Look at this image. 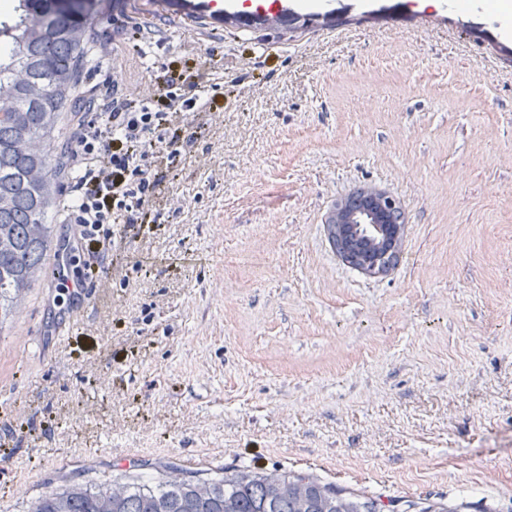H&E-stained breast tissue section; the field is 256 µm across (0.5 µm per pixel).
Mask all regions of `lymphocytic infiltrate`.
<instances>
[{
  "instance_id": "f902f5d3",
  "label": "lymphocytic infiltrate",
  "mask_w": 512,
  "mask_h": 512,
  "mask_svg": "<svg viewBox=\"0 0 512 512\" xmlns=\"http://www.w3.org/2000/svg\"><path fill=\"white\" fill-rule=\"evenodd\" d=\"M118 53L95 57L77 70V97L71 137L74 147L62 172L57 201L60 223L71 233L60 248L77 270L57 285L77 302L78 289L95 287L119 240L152 229L161 170L176 171L184 143L194 142L201 113L215 98L188 95L182 78L169 77L160 92L133 99L115 79Z\"/></svg>"
}]
</instances>
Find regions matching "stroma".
<instances>
[{
  "label": "stroma",
  "mask_w": 512,
  "mask_h": 512,
  "mask_svg": "<svg viewBox=\"0 0 512 512\" xmlns=\"http://www.w3.org/2000/svg\"><path fill=\"white\" fill-rule=\"evenodd\" d=\"M151 27L118 77L150 87L217 50L224 107L59 329L56 275L0 324V512L71 480L298 473L388 512H512V35L503 11L335 0L287 29ZM396 198L400 255L370 278L326 222L359 189Z\"/></svg>",
  "instance_id": "1"
}]
</instances>
